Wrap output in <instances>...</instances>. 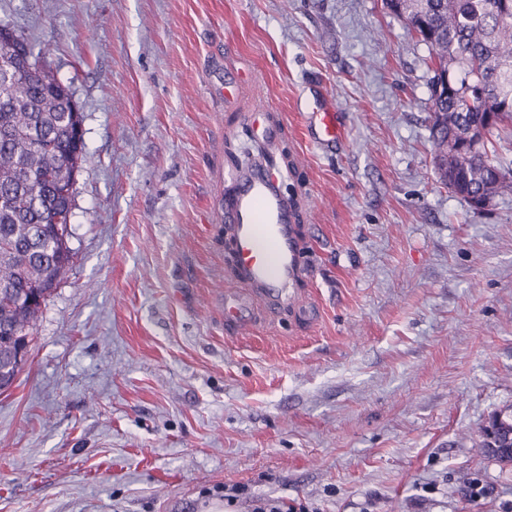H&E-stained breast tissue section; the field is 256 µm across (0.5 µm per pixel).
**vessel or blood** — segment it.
Listing matches in <instances>:
<instances>
[{
  "instance_id": "obj_1",
  "label": "vessel or blood",
  "mask_w": 512,
  "mask_h": 512,
  "mask_svg": "<svg viewBox=\"0 0 512 512\" xmlns=\"http://www.w3.org/2000/svg\"><path fill=\"white\" fill-rule=\"evenodd\" d=\"M320 141L341 135L336 111L314 102L306 114ZM284 174L274 160L238 177L224 199V225L233 286L224 290V320L238 332H251L258 305L279 307L293 297L303 277L301 247L292 224V208L278 185Z\"/></svg>"
}]
</instances>
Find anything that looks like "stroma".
I'll return each instance as SVG.
<instances>
[{"mask_svg": "<svg viewBox=\"0 0 512 512\" xmlns=\"http://www.w3.org/2000/svg\"><path fill=\"white\" fill-rule=\"evenodd\" d=\"M1 18L49 44L86 157L73 265L0 393V512H512V466L480 447L512 408V192L476 209L440 184L428 52L382 0H0ZM319 92L325 146L301 114ZM265 142L306 275L244 336L218 298L220 205ZM307 127L314 125V138L319 141H334L341 135L340 127L336 121V110L323 101H315L310 112L304 114ZM308 120H310L308 122ZM251 512H310L306 505L286 502L274 498H256L251 500Z\"/></svg>", "mask_w": 512, "mask_h": 512, "instance_id": "obj_1", "label": "stroma"}]
</instances>
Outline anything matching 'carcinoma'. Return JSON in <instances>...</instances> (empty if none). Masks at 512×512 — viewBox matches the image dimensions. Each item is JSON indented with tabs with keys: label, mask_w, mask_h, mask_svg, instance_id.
<instances>
[{
	"label": "carcinoma",
	"mask_w": 512,
	"mask_h": 512,
	"mask_svg": "<svg viewBox=\"0 0 512 512\" xmlns=\"http://www.w3.org/2000/svg\"><path fill=\"white\" fill-rule=\"evenodd\" d=\"M428 50L430 142L441 183L466 203L512 191V170L496 158L495 133L512 125V0H383ZM29 44L27 73L0 67V391L25 364L36 321L73 260V193L81 169L83 113L71 86L43 68ZM482 129L487 150L465 144ZM481 447L512 465V415H495Z\"/></svg>",
	"instance_id": "1"
}]
</instances>
